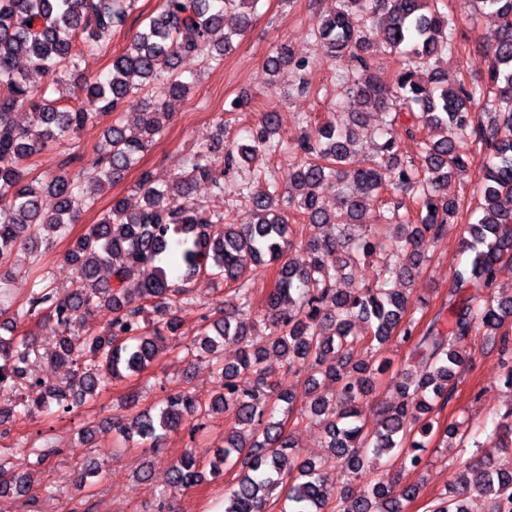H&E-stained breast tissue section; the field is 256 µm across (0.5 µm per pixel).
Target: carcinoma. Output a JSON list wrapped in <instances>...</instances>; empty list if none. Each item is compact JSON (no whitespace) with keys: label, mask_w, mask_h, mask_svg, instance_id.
Returning <instances> with one entry per match:
<instances>
[{"label":"carcinoma","mask_w":512,"mask_h":512,"mask_svg":"<svg viewBox=\"0 0 512 512\" xmlns=\"http://www.w3.org/2000/svg\"><path fill=\"white\" fill-rule=\"evenodd\" d=\"M259 0H160L159 11L112 56L108 76L84 81L70 102L54 105L48 87L71 80L88 53H106L112 32L122 28L130 0H0V271L10 274L19 253L30 265L39 263L40 236L47 245L66 233L95 198L124 180L138 155L157 140L170 119L165 103L144 99L150 82L164 79L168 92L186 97L195 81L182 78L178 67L186 56L221 62L234 39L244 35ZM339 7L322 15L307 35L331 59L349 56L355 76L347 80L350 111L342 120L313 119L314 129L291 145L299 161L288 172L281 190L273 176L257 170L241 183L239 195L254 214L250 224H226L191 196L193 184L206 180L220 193L224 180L208 152L197 149L183 160L180 171L165 183L144 173L136 184L140 204L113 198L98 223L78 238L66 254L75 270V287L60 295L48 277L31 290L27 306L6 304L9 289L0 278V323L17 329L24 322H54L55 356L72 367L63 390L32 381L25 399L0 406V436L10 433L13 419L23 421L52 408L68 413L95 399L124 373L146 369L166 351L168 342L182 339L176 312L191 302L188 284L200 277L224 281L229 287L215 318H203L187 354L199 350L214 355L224 342L239 345L232 363L216 361L219 392L202 401L184 391L170 394L157 413L136 410L138 394H128L122 411L112 415V430L129 441L153 443L181 425L210 412H230L234 427L224 436L210 462V474L235 470L238 479L224 495V512H403V502L416 490L396 493L393 485L375 483L350 498L336 492L347 482L381 462L419 469L424 452L436 439L455 449L457 461L468 448L459 426L434 427L432 414L447 404L465 365L459 348L479 337L499 342L504 387L512 390V337L503 330L512 321V298L494 294L496 269L512 261V0H469L468 16L491 10L498 18L494 39L483 45L490 58L485 88L465 82L450 65L460 18L440 12L439 0H338ZM379 26L385 51L400 57L388 72L373 54L370 28ZM303 71L305 59L294 60L283 45L268 55L266 75L282 67ZM140 98L137 133H127L121 108ZM494 113L491 127L476 128V98ZM25 108L30 121L20 125L14 111ZM369 109L381 115L376 152L356 149L354 127ZM103 111L113 112L96 157L86 168H66L43 178H30L31 159L93 126ZM425 135L418 161L404 160L397 150L401 134ZM247 144H230L224 153L229 170L238 160L253 163L281 150L279 117L267 110L249 130ZM473 150L485 152L477 194L481 217L467 225L463 247L474 254L471 266L448 278V312H439L426 331L415 335L417 319L407 316L408 300L401 282L410 284L421 272L424 250L435 244L459 213L460 203L443 195L448 176L468 168ZM328 180L340 185L336 211L326 209L319 189ZM55 199L47 212L42 197ZM172 196L182 199L173 206ZM303 223L292 224L283 203ZM392 224L394 244L377 253L375 238H358L355 251L344 250L354 224ZM333 233L322 237L318 229ZM302 246L308 261L296 265L287 254ZM378 255L375 280L344 291L336 280L360 257ZM252 266L276 268L266 299L265 329L255 330ZM106 306L112 319L97 331L86 317ZM364 324L352 330L355 321ZM397 340L414 343L412 356L426 370L397 374L391 401L382 407L375 431L360 425V405L372 393L385 360L370 363L358 355L379 353ZM30 332L0 336V387L21 385L34 351ZM281 354L288 370L309 374L302 395L281 390L262 362L267 351ZM300 405L299 418L321 422L328 454L319 461L304 459L285 423L275 419L271 401ZM488 437L504 443L497 462L471 460L456 473L448 492L431 512H469L465 500H487L486 512H512V407ZM17 455L0 456V499L23 496L27 484L19 472L27 443H16ZM202 478L200 463L184 451L171 467L170 492L190 487Z\"/></svg>","instance_id":"1"}]
</instances>
